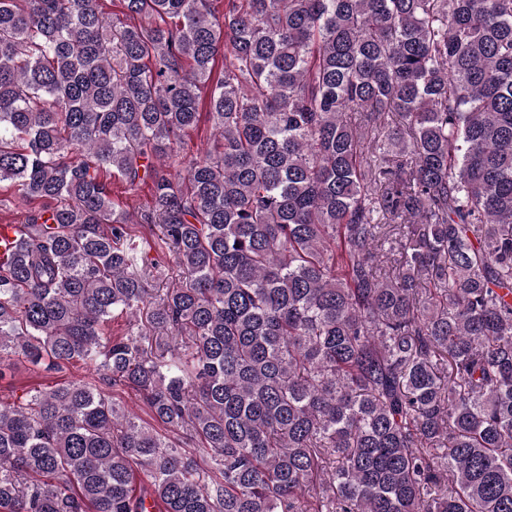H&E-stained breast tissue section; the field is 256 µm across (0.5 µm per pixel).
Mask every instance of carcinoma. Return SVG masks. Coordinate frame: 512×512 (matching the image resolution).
Wrapping results in <instances>:
<instances>
[{
    "mask_svg": "<svg viewBox=\"0 0 512 512\" xmlns=\"http://www.w3.org/2000/svg\"><path fill=\"white\" fill-rule=\"evenodd\" d=\"M208 2L0 0V512H512V0ZM208 106L205 101H201L199 106L200 119L198 125L188 131L183 138V144L179 149L178 157L170 160L169 170L172 173L182 172L183 164L181 161H187L191 158L202 156L212 143V128L209 121ZM101 178L110 188L112 199L121 205L130 215L134 224H130L132 234L141 249L147 253L149 258L157 257L154 246V235L147 224H136L137 216L151 198V183L141 184L137 190H129L124 181L117 176L113 177L108 171L101 172ZM41 207L40 201L26 200L15 187L0 185V255L7 256L16 245L18 224H24L27 215ZM11 371L0 380V401L12 402L22 395L23 391L35 387H47L55 383L80 379L93 370V365L83 361H74L63 372H51L43 366H36L26 359L15 357ZM111 393L117 403L135 411L139 422L142 425L147 428H155L160 433H164V430L155 421L150 409L144 404L142 398L138 394L127 388H114L111 390Z\"/></svg>",
    "mask_w": 512,
    "mask_h": 512,
    "instance_id": "1",
    "label": "carcinoma"
}]
</instances>
